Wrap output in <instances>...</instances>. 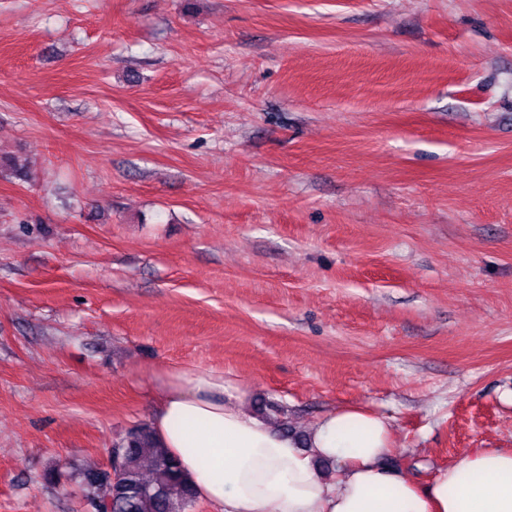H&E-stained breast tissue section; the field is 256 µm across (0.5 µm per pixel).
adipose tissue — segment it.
Instances as JSON below:
<instances>
[{
	"label": "adipose tissue",
	"mask_w": 512,
	"mask_h": 512,
	"mask_svg": "<svg viewBox=\"0 0 512 512\" xmlns=\"http://www.w3.org/2000/svg\"><path fill=\"white\" fill-rule=\"evenodd\" d=\"M154 384L153 429L215 512H512V450L475 449L418 486L383 462L385 419L359 408L321 417L304 447L249 405L234 375L183 366Z\"/></svg>",
	"instance_id": "obj_1"
}]
</instances>
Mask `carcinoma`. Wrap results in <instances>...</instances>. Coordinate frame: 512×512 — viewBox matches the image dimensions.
<instances>
[{
  "mask_svg": "<svg viewBox=\"0 0 512 512\" xmlns=\"http://www.w3.org/2000/svg\"><path fill=\"white\" fill-rule=\"evenodd\" d=\"M114 447L122 449L119 470H75L85 503L95 512H193L195 487L149 425L131 429Z\"/></svg>",
  "mask_w": 512,
  "mask_h": 512,
  "instance_id": "carcinoma-1",
  "label": "carcinoma"
}]
</instances>
